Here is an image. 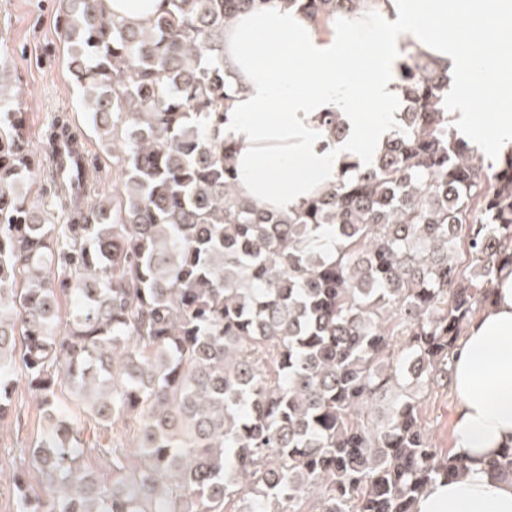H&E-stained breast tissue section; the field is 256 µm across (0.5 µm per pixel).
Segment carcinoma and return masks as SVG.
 <instances>
[{
  "instance_id": "cac0c4a2",
  "label": "carcinoma",
  "mask_w": 512,
  "mask_h": 512,
  "mask_svg": "<svg viewBox=\"0 0 512 512\" xmlns=\"http://www.w3.org/2000/svg\"><path fill=\"white\" fill-rule=\"evenodd\" d=\"M67 2L116 177L112 203H91L58 115L63 223L37 215L23 113L0 97V420L21 422V375L46 421L20 449L41 493L19 474L17 512H413L463 470L422 404L512 267V152L490 161L459 136L448 76L408 52L381 153L297 209H261L224 140V27L270 0H164L147 23ZM284 3L324 26L362 0ZM321 124L329 144L347 135L336 112ZM89 420L112 444L84 440ZM100 454L110 483L83 464ZM491 470L512 479V446Z\"/></svg>"
}]
</instances>
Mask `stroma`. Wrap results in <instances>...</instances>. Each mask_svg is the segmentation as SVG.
I'll return each instance as SVG.
<instances>
[{"mask_svg": "<svg viewBox=\"0 0 512 512\" xmlns=\"http://www.w3.org/2000/svg\"><path fill=\"white\" fill-rule=\"evenodd\" d=\"M65 0H0V67L9 80L0 95L9 98L26 114L25 137L31 154L44 159L42 134L52 117L70 116L88 144V172L95 194L112 195L115 169L112 152L102 142L82 108L83 90L69 69L70 44L63 31ZM17 392L26 420L17 426L12 419L0 422V512H16L13 476L20 461V444L35 441L45 427L38 400L25 384ZM455 397L443 389L426 399L422 414L436 447L452 446Z\"/></svg>", "mask_w": 512, "mask_h": 512, "instance_id": "1", "label": "stroma"}]
</instances>
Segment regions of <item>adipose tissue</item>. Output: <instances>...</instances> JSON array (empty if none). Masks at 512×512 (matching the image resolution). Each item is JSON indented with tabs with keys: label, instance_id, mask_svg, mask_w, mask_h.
<instances>
[{
	"label": "adipose tissue",
	"instance_id": "obj_1",
	"mask_svg": "<svg viewBox=\"0 0 512 512\" xmlns=\"http://www.w3.org/2000/svg\"><path fill=\"white\" fill-rule=\"evenodd\" d=\"M422 55L452 79L459 101L487 84L498 110L485 126L494 151L512 148V0H364L320 33L308 14L272 0L224 28V72L235 94L224 137L237 147V188L261 207L296 209L327 185L348 157L368 160L397 122L403 52ZM339 113L350 134L324 143L320 117ZM457 406L451 452L462 477L431 484L415 512H512V481L489 463L512 446V269L471 321L454 356Z\"/></svg>",
	"mask_w": 512,
	"mask_h": 512
}]
</instances>
